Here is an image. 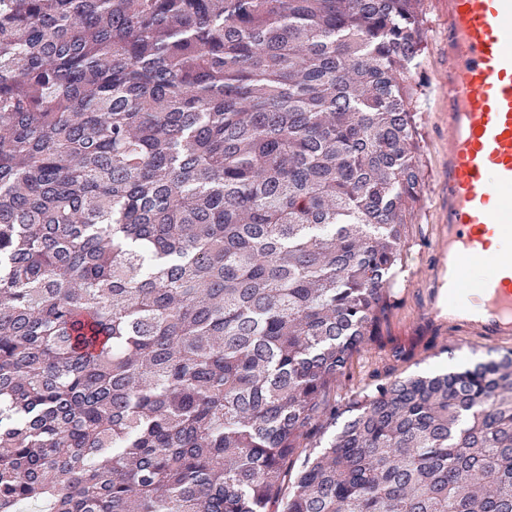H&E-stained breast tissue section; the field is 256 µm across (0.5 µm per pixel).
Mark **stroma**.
<instances>
[{
    "label": "stroma",
    "mask_w": 512,
    "mask_h": 512,
    "mask_svg": "<svg viewBox=\"0 0 512 512\" xmlns=\"http://www.w3.org/2000/svg\"><path fill=\"white\" fill-rule=\"evenodd\" d=\"M421 8L426 16L427 45L418 75L424 89L419 106L422 189L415 222L406 228V258L397 276L396 306L380 343L359 360L353 380L359 387L376 377L394 380L454 371L499 354L498 348L486 344L456 345L448 336L447 325L428 331L422 328V311L439 302L432 277L446 209L444 163L448 119L443 84L447 70L443 6L439 0H422ZM396 347L404 349L403 359L393 357Z\"/></svg>",
    "instance_id": "35a3bbf8"
}]
</instances>
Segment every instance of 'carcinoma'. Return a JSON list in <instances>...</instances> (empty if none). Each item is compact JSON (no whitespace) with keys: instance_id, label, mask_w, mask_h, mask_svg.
I'll list each match as a JSON object with an SVG mask.
<instances>
[{"instance_id":"carcinoma-1","label":"carcinoma","mask_w":512,"mask_h":512,"mask_svg":"<svg viewBox=\"0 0 512 512\" xmlns=\"http://www.w3.org/2000/svg\"><path fill=\"white\" fill-rule=\"evenodd\" d=\"M419 2L0 0V512H512V350L336 398L416 217Z\"/></svg>"}]
</instances>
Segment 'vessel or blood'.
I'll return each mask as SVG.
<instances>
[{"label": "vessel or blood", "mask_w": 512, "mask_h": 512, "mask_svg": "<svg viewBox=\"0 0 512 512\" xmlns=\"http://www.w3.org/2000/svg\"><path fill=\"white\" fill-rule=\"evenodd\" d=\"M448 149L443 256L448 333L512 346V0H444Z\"/></svg>", "instance_id": "1"}]
</instances>
